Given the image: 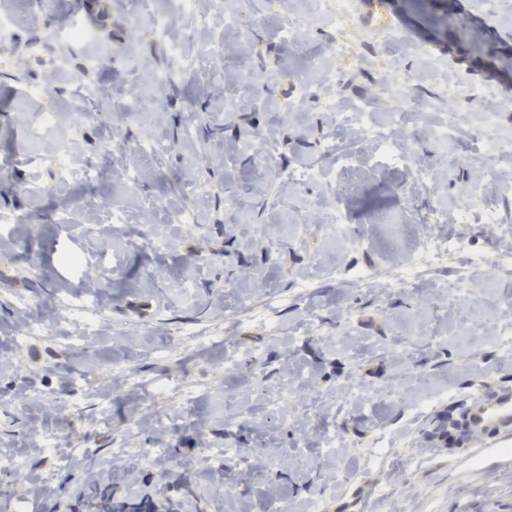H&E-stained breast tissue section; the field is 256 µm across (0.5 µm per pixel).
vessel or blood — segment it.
Instances as JSON below:
<instances>
[{"label":"vessel or blood","instance_id":"vessel-or-blood-1","mask_svg":"<svg viewBox=\"0 0 512 512\" xmlns=\"http://www.w3.org/2000/svg\"><path fill=\"white\" fill-rule=\"evenodd\" d=\"M466 422L479 426L485 439L480 454L486 459L508 461L512 450L505 448V441L512 439V393L505 391L489 397H477Z\"/></svg>","mask_w":512,"mask_h":512}]
</instances>
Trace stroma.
Instances as JSON below:
<instances>
[{
	"instance_id": "stroma-1",
	"label": "stroma",
	"mask_w": 512,
	"mask_h": 512,
	"mask_svg": "<svg viewBox=\"0 0 512 512\" xmlns=\"http://www.w3.org/2000/svg\"><path fill=\"white\" fill-rule=\"evenodd\" d=\"M445 5L435 30L406 0H353L341 34L315 0H227L230 26L205 4L200 27L167 0L137 14L130 0H0L15 21L0 51V213L19 219L0 234V459L24 462L0 469V512H512V465L477 462V438H438L477 392L512 389V270L467 264L512 246V231L452 219L469 194L512 219V192L475 172L492 146L476 133L485 109L512 140V76L493 73L512 57V0ZM74 25L91 42L62 45ZM472 36L494 56L473 54ZM58 53L67 66L53 73L44 61ZM157 70L171 73L159 94ZM398 76L409 102L393 94ZM36 84L52 94L28 100ZM362 104L415 170L337 123ZM453 112L468 131L433 136ZM332 138L343 158L326 151ZM62 144L68 178L53 159ZM86 165L101 177L85 182ZM306 167L324 179L287 181ZM180 210L192 223L164 222ZM339 211L346 241L323 231ZM427 233L459 252L417 287H391ZM467 277L473 292H455ZM26 318L45 329L24 334ZM23 472L49 495L17 505Z\"/></svg>"
}]
</instances>
